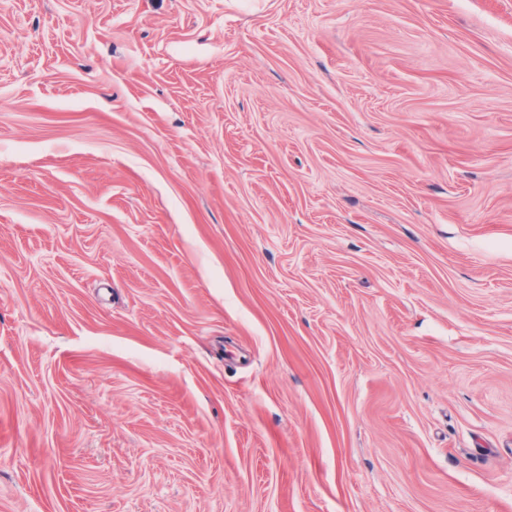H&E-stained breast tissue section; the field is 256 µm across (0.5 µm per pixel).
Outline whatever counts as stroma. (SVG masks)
<instances>
[{
    "mask_svg": "<svg viewBox=\"0 0 512 512\" xmlns=\"http://www.w3.org/2000/svg\"><path fill=\"white\" fill-rule=\"evenodd\" d=\"M0 512H512V0H0Z\"/></svg>",
    "mask_w": 512,
    "mask_h": 512,
    "instance_id": "obj_1",
    "label": "stroma"
}]
</instances>
